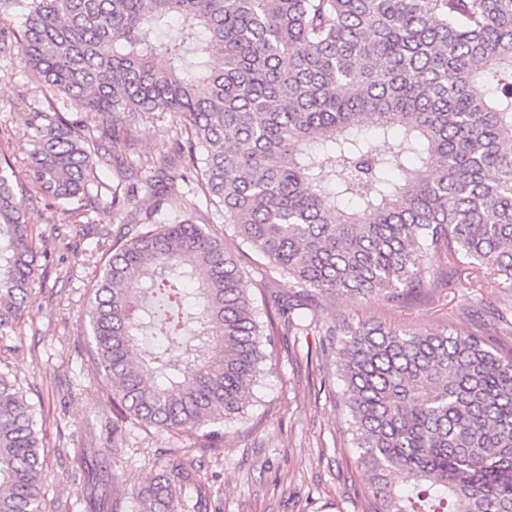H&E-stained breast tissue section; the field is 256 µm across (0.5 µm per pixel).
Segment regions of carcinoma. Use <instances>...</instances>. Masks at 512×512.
<instances>
[{
    "instance_id": "1",
    "label": "carcinoma",
    "mask_w": 512,
    "mask_h": 512,
    "mask_svg": "<svg viewBox=\"0 0 512 512\" xmlns=\"http://www.w3.org/2000/svg\"><path fill=\"white\" fill-rule=\"evenodd\" d=\"M0 12L18 20L0 42L49 92L28 112L21 171L75 223L106 204L127 226L86 329L87 362L122 419L223 439L274 337L316 326L317 296L415 301L441 277L431 251L449 270L491 264L494 287L512 288V0H0ZM478 81L488 95L472 92ZM167 112L184 116L169 172L141 189L192 190L294 281L267 327L221 238L142 208L123 171L102 195L107 156ZM21 171L0 158V342L32 300ZM325 336L373 512H512V350L485 327L420 334L349 316ZM8 369L0 361V512H43L37 410ZM160 467L111 512H174L195 480L175 455ZM82 472L95 512L78 453Z\"/></svg>"
}]
</instances>
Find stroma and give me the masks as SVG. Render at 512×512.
Here are the masks:
<instances>
[{
    "label": "stroma",
    "instance_id": "stroma-1",
    "mask_svg": "<svg viewBox=\"0 0 512 512\" xmlns=\"http://www.w3.org/2000/svg\"><path fill=\"white\" fill-rule=\"evenodd\" d=\"M36 94L18 52H0V129L9 132L0 138V152L19 167L35 136L26 114ZM182 121V115L168 113L140 133L129 164L160 161ZM22 200L37 251L34 296L0 356L41 406L47 505L57 512H90L84 484L69 474L75 449L85 448L90 468L109 478L102 492L110 500L148 485L158 477L161 460L173 453L182 457L218 512H370L372 498L341 429L344 384L326 377L313 333L276 337L246 417L226 423L219 447L200 436L146 431L132 423L124 434L113 433L112 405L87 371L84 331L91 284L120 224L102 206L90 213L89 232H82L72 216L31 184L24 186ZM139 200L146 208L161 206L167 216L190 215L222 235L227 250L238 252L239 241L225 234L223 217L205 204H191L186 197L159 203L146 194ZM313 309L322 323L345 314L416 331H441L452 323L466 328L477 321L494 327L499 348H512V291L476 293L463 269L453 280H440L421 304L380 299L360 306L338 296L317 298Z\"/></svg>",
    "mask_w": 512,
    "mask_h": 512
}]
</instances>
